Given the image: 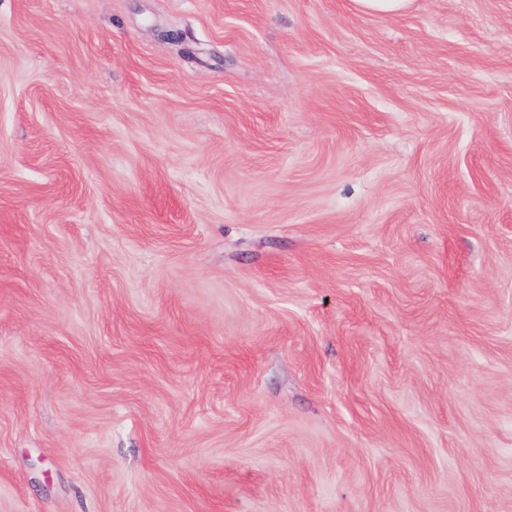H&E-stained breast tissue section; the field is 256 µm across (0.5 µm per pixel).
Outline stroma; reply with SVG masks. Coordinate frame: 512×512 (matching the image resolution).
<instances>
[{
  "label": "stroma",
  "mask_w": 512,
  "mask_h": 512,
  "mask_svg": "<svg viewBox=\"0 0 512 512\" xmlns=\"http://www.w3.org/2000/svg\"><path fill=\"white\" fill-rule=\"evenodd\" d=\"M0 512H512V0H0ZM413 0H352L357 10L366 14L397 16L408 10Z\"/></svg>",
  "instance_id": "1"
}]
</instances>
